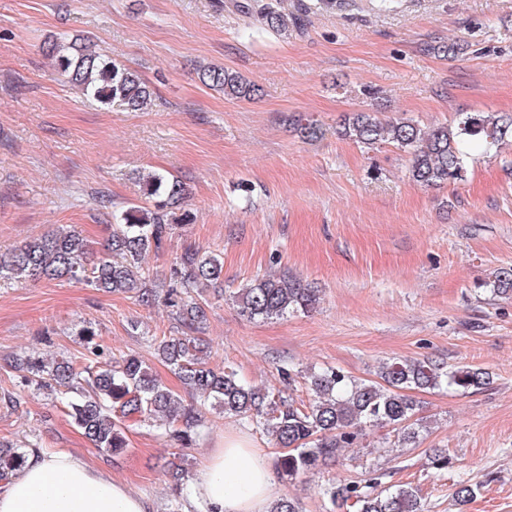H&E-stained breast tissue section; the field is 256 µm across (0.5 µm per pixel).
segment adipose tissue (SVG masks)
Segmentation results:
<instances>
[{
	"label": "adipose tissue",
	"mask_w": 512,
	"mask_h": 512,
	"mask_svg": "<svg viewBox=\"0 0 512 512\" xmlns=\"http://www.w3.org/2000/svg\"><path fill=\"white\" fill-rule=\"evenodd\" d=\"M276 492L266 449L227 438L203 459L192 496L203 512H268ZM0 512H153V506L82 457L36 449L0 487Z\"/></svg>",
	"instance_id": "ef3b65f1"
}]
</instances>
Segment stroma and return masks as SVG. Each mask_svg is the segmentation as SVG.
<instances>
[{
	"label": "stroma",
	"mask_w": 512,
	"mask_h": 512,
	"mask_svg": "<svg viewBox=\"0 0 512 512\" xmlns=\"http://www.w3.org/2000/svg\"><path fill=\"white\" fill-rule=\"evenodd\" d=\"M302 22L277 35L219 0H0V251L57 227L103 242L112 215L143 200L150 172L188 183L193 221L178 225L143 266L168 274L186 245L224 259V297L209 302L211 362L246 382L281 388L280 371L333 366L374 379L383 363L429 359L488 372L470 394L413 390L424 428L403 448L389 427L366 428L356 447L315 475L276 478L303 512H326L321 489L343 478L380 477L417 488L426 512H512V299L481 283L512 266V145L474 150L465 181L424 188L393 145L364 148L337 136L342 115L370 109L423 127L461 112L512 114V0H373L327 8L285 0ZM95 38L102 53L154 90L144 112L83 97L45 56L47 36ZM462 44L455 56L442 46ZM258 83L252 101L203 85L196 64ZM327 130L303 140L294 116ZM288 273L319 290L306 314L256 321L234 299L252 280ZM92 323L114 354H135L172 388L177 377L151 339L175 331L168 309L128 294L69 282L0 285V441L68 451L107 469L168 512L167 469L186 463L197 481L208 448L224 436L282 450L247 420L205 415L191 447L159 428L128 432L119 457L94 448L41 391L22 386L13 357L40 348L74 357ZM447 450L445 471L433 469ZM479 485L466 505L459 481Z\"/></svg>",
	"instance_id": "1"
}]
</instances>
